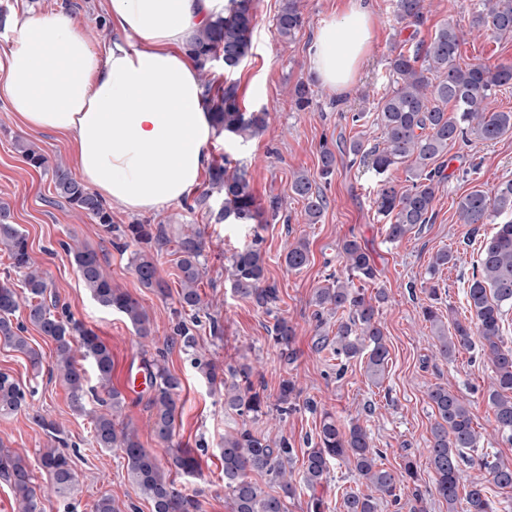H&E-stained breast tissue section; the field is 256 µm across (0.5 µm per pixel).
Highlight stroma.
<instances>
[{
    "label": "stroma",
    "instance_id": "obj_1",
    "mask_svg": "<svg viewBox=\"0 0 512 512\" xmlns=\"http://www.w3.org/2000/svg\"><path fill=\"white\" fill-rule=\"evenodd\" d=\"M472 0H430L420 37L448 23L462 33L461 58L490 64L512 62V38L498 40L490 33L469 29ZM347 0H301L307 20L305 27L290 42L281 41L274 19L281 0H253L254 29L247 57L233 70L214 62L211 75L217 82L231 81L238 88L243 110L267 109L268 127L258 138L247 142L219 138L210 150L211 157L228 156L245 173L249 188L260 205L274 196H287L290 181L297 172L308 173L327 200L318 223H307L304 204L289 198L286 217L263 213L260 225L227 224L219 221L220 196L208 205L190 207L180 202L155 213H133L112 209V228H104L91 217L74 210L56 197L52 169L56 163L73 165L69 142L50 132L26 129L0 100V201L10 207V223L26 235L33 257L45 273L50 291L74 320L100 336L112 351L113 386H121L125 369L159 361L178 375L182 389L176 399V442L194 449L200 461L196 477H178L187 493L197 495L202 512H231L221 479L224 461L220 450L224 434L238 427L242 419L226 410L220 393L191 366L180 348L168 339L178 323L197 328L199 345L220 367L227 369L250 363L262 375L265 393L276 399L283 378L293 379L298 396L288 414H275L253 422L254 431L270 439H288L295 462H302L306 438L319 425L321 411L334 413L340 422L360 419L371 433L374 447L384 449L386 467L398 468L404 456L413 457L420 471L419 484L429 489L433 474L426 463L427 441L435 415L427 393L436 385L470 399L474 427L480 433L481 448L501 453L512 460V441L492 431L493 414L485 398L492 376V365L476 354L464 351L455 361L445 362L434 355V336L423 321L422 306L428 297L420 291V280L433 255L448 248L458 257L456 264L443 269L439 284L444 294L441 309H452L456 317L467 310L465 291L484 241L493 225L479 229L458 223L456 201L475 186L491 187L512 179V135L496 142H472L449 151L444 158L443 180L434 204V218L422 230L398 243L387 241L385 219L373 204L377 180L363 162H350L338 156L331 181L319 177L320 150L336 143L363 138L380 140V132L369 114L374 105L362 102L363 90L382 95L388 87V57L392 47L408 40L409 30L396 19L395 0H369L372 39L365 61L354 81L340 93L331 92L316 81L308 62V48L324 23L345 8ZM62 11L74 17L86 40L96 47L108 45L112 27L103 9V0H0V18L7 26L23 15H45ZM0 28V49L9 35ZM300 81L310 83L312 102L297 110L289 91ZM363 113L352 122L353 113ZM29 146L46 159L35 168L23 158L21 146ZM168 224L174 232L196 226L204 233L206 274L200 293L203 310L217 318L223 327L222 339L209 335L208 320L196 321L194 312L178 302L177 257L165 252L158 257L161 277L168 285L166 294L141 287L130 267V250L118 248L116 230L133 223ZM355 236L376 268V285L386 289L388 301L380 311L390 360L381 384L366 376L364 362L351 360L343 378H336L329 366L328 352L316 347V321L313 297L316 288L326 285L329 275L342 273L339 254L341 240ZM260 238L265 254V280L278 291L274 313L250 301L239 299L231 290L225 271L235 252ZM306 239L310 262L300 271L288 270L284 255L289 244ZM80 242L95 250L114 287L137 298L153 321L148 339L139 338L131 325L117 312L99 306L79 281L63 243ZM294 326V360L284 363L269 333L276 319ZM14 378L26 391L27 405L9 417H0V447L37 462L42 449L54 447L50 435L32 419L39 413L59 424L78 476L71 496L62 498L51 489L52 480L37 472L40 512H91L100 495H110L116 512H151L150 503L131 484L120 451L98 448L91 424L94 399H87V413H75L66 387L48 376H34L26 357L0 343V373ZM128 420L138 430L139 439L158 458L168 449L155 437L150 424V388L141 385L125 392Z\"/></svg>",
    "mask_w": 512,
    "mask_h": 512
}]
</instances>
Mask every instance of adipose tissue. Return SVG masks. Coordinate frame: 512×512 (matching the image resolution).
Listing matches in <instances>:
<instances>
[{
	"label": "adipose tissue",
	"instance_id": "1",
	"mask_svg": "<svg viewBox=\"0 0 512 512\" xmlns=\"http://www.w3.org/2000/svg\"><path fill=\"white\" fill-rule=\"evenodd\" d=\"M118 36L97 49L63 12L15 19L0 51V99L31 130L66 136L96 195L153 213L191 196L217 137L188 46L225 0H105ZM372 36L364 0L323 23L308 60L342 91Z\"/></svg>",
	"mask_w": 512,
	"mask_h": 512
}]
</instances>
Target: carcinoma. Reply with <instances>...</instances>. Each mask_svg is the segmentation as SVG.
Masks as SVG:
<instances>
[{
	"mask_svg": "<svg viewBox=\"0 0 512 512\" xmlns=\"http://www.w3.org/2000/svg\"><path fill=\"white\" fill-rule=\"evenodd\" d=\"M400 21L419 25L423 22L428 0H396ZM254 14L252 0H228L224 14L207 23L190 45V54L202 75H208L212 63L221 58L231 69L247 56ZM305 24L300 0H282L275 19L278 35L291 41ZM469 26L477 31H492L500 39L512 37V0H477L470 13ZM460 30L451 24L436 28L429 40H417L408 49H393L388 58L389 88L380 97L373 124L381 132V144L366 147L360 139L338 145L339 153L361 160L377 175L411 162L410 185L398 188L386 178L380 180L375 204L378 213L389 218L386 236L400 242L416 228L430 222L442 174L439 160L448 150L474 140L496 141L512 133V112L491 107L498 92L512 85V64L489 65L459 63ZM202 86L212 103L217 130L249 141L261 135L269 123L264 109L247 112L241 109L236 84L229 82L212 90L209 80ZM292 99L297 109L308 107L312 99L309 85H295ZM320 177L328 179L336 170V153L324 148L320 155ZM209 189L196 199L207 204L213 193L224 196L219 218L231 224H250L261 216L260 207L249 190L244 172L229 167L225 158L212 163L208 170ZM55 194L72 208L93 217L99 224L112 228V215L103 201L87 190L67 167L54 169ZM294 197L304 202V216L310 224L318 223L326 208L324 196L313 191L312 180L299 172L289 188ZM8 205L0 203V246L7 250L12 267L23 277L22 290L8 283L0 284V340L25 354L32 371L42 373L43 357L24 336L27 325L55 343V358L49 365L50 377L66 386L71 403L78 412L86 411L85 397L90 389L85 371L78 359L92 363L98 387L104 394L103 409L92 416L94 438L104 449H117L126 463L127 474L140 494L151 502L153 512H201L196 496L178 488L175 477L198 473L200 464L191 450L175 448L166 461L159 460L143 448L137 430L121 419L125 395L112 386V352L92 331L70 316H59L56 305L47 301L44 273L36 267L26 236L15 224L5 223ZM457 223L496 224L479 258L472 264V278L466 291L469 315L454 319L453 331L443 323L433 306L422 307L423 320L430 323L436 339V356L446 362L455 360L462 350L480 346V355L494 368L486 391L493 412L494 431L512 439V346L503 339V318L512 309V180L500 182L490 189L474 187L460 196ZM123 235L141 245L131 257V267L140 285L160 294L167 285L160 278L157 257L169 248L178 255L179 303L182 308L199 311L203 306L199 287L204 276L201 261V232L191 228L172 236L162 224H129ZM260 238L235 253L227 269V279L240 298L252 300L260 307L276 302L277 289L265 284V257L259 247ZM72 256L80 280L92 298L102 307L121 313L137 335L152 334L151 319L141 303L126 292L112 286L97 253L88 248L63 244ZM345 273L332 284L316 289L314 305L317 326L324 324L323 314L338 315L336 334L318 339L322 349H329L336 361V377L340 378L347 363L366 356V374L381 383L389 361L386 336L378 321L379 309L388 300L386 290L368 292L376 271L355 236L340 244ZM457 260L446 248L436 252L425 272L426 286L421 292L432 300L438 292L433 280ZM291 271H299L310 261L307 241L299 239L288 245L284 258ZM25 308V321L16 320V312ZM295 329L286 319L275 321L271 339L280 349L285 362L292 361ZM170 345L179 346L191 355L193 367L211 386L223 392L224 408L241 417L256 421L265 414L266 396L262 385L254 382L253 367L243 363L219 373L214 362L197 350L191 328L181 325ZM151 388L150 420L155 436L172 445L175 431L176 396L181 390L180 378L157 363L146 366ZM297 397L296 384L284 379L279 386V411L288 413V404ZM435 410V420L427 445V461L435 474L434 493L448 504V512L465 505L467 512H498L495 494L512 488V461L498 454L484 453L474 459L469 452L478 447L480 435L473 426L469 400L435 385L428 391ZM26 405L21 385L0 373V416L7 417ZM224 492L233 503V512H288L287 501L304 487L314 491L328 482L330 466L345 463L366 487L364 492L343 496V512H376L375 494L389 497L397 510L425 512L424 494L419 489L406 493L417 471L411 460L400 469L382 467L384 451L371 445L369 430L352 420L342 425L336 415L324 412L316 442L307 450L302 470L294 472L292 448L283 438L273 442L254 432L247 424L224 434ZM477 468L482 476L470 481L464 496H459L462 466ZM38 466L53 478V491L59 496L72 493L78 483L71 457L59 448H46L40 453ZM269 478L280 492L274 494L258 481ZM0 479L13 492L18 512H38L37 485L33 470L25 456L5 452L0 455Z\"/></svg>",
	"mask_w": 512,
	"mask_h": 512,
	"instance_id": "obj_1",
	"label": "carcinoma"
}]
</instances>
